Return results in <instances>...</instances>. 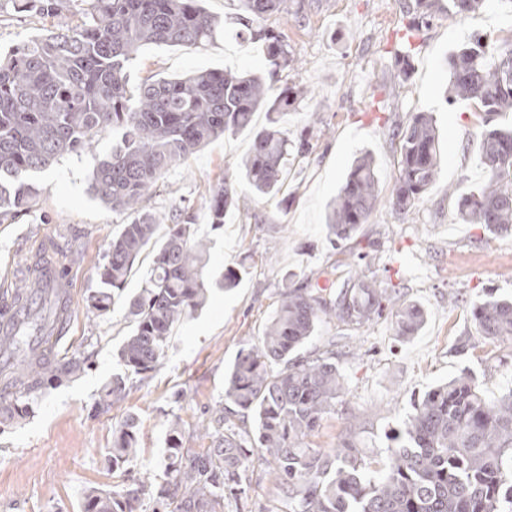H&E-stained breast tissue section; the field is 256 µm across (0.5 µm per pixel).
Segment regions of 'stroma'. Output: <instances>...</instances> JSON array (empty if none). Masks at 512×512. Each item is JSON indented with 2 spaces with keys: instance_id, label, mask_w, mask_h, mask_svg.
<instances>
[{
  "instance_id": "35a3bbf8",
  "label": "stroma",
  "mask_w": 512,
  "mask_h": 512,
  "mask_svg": "<svg viewBox=\"0 0 512 512\" xmlns=\"http://www.w3.org/2000/svg\"><path fill=\"white\" fill-rule=\"evenodd\" d=\"M413 2L308 0L300 13L297 0H287L284 11L265 20L297 59L280 71L278 86L310 90L282 117L281 128L292 140L312 128L313 151L289 159L275 196L242 194L239 208L218 229L199 221L197 235L210 251L204 307L176 325L160 370L130 376L125 399L99 414L92 406L118 372L117 349L131 330L127 300L140 293L154 257L149 249L140 255L109 315L87 310V297L100 286L106 245L129 221L90 191L97 161L121 135H105L93 150L35 175L37 209L0 224V290L13 287L31 252L78 251L71 264L70 327L57 352H84L91 367L76 380L48 387L22 422L0 425V512H79L86 487L118 484L105 456L113 429L129 415L138 419L139 438L130 476L162 472L172 419H179L190 447H210L197 427L220 404L225 371L240 349L258 343L285 288L305 280L336 290L360 271L425 312L421 329L407 338L387 315L358 329L334 321L319 325L303 350L335 349L346 392L306 438L307 447L329 451L348 441L378 467L387 460L390 435L437 383L466 371L489 398L512 393V341L485 342L471 313L473 301L486 293L512 297V236L456 218L458 196L484 184L483 126L475 104L445 99L449 54L477 32L492 42L507 38L512 0H487L469 14L440 12L412 38V73L401 85L393 79L395 51L406 33L403 7ZM202 6L224 24L215 39L198 48L146 46L129 67L131 81L224 68L267 71L259 44L236 35L240 0H203ZM81 8L80 0H72L68 10L45 19L18 11L15 0H0V53L74 27ZM415 112L433 115L442 162L415 208L399 214L388 204L400 159L391 130ZM250 146L246 132L220 138L171 169L148 201L162 221L158 234H165L164 223L175 211H202L216 183L239 179ZM364 153L375 160L379 199L366 224L337 247L326 236V207ZM360 252L365 260L354 263ZM230 269L239 272L240 282L227 292L220 282ZM247 477L245 497L226 500L224 512H268L276 500L263 467H251Z\"/></svg>"
}]
</instances>
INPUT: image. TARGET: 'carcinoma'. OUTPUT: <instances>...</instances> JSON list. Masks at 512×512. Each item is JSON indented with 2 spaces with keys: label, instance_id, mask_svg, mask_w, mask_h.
Returning a JSON list of instances; mask_svg holds the SVG:
<instances>
[{
  "label": "carcinoma",
  "instance_id": "cac0c4a2",
  "mask_svg": "<svg viewBox=\"0 0 512 512\" xmlns=\"http://www.w3.org/2000/svg\"><path fill=\"white\" fill-rule=\"evenodd\" d=\"M70 0H19L22 10L46 17ZM84 20L65 33L28 39L0 55V223L39 205L40 190L28 176L63 156L92 150L109 130H121L119 145L98 163L90 189L102 203L130 216L112 237L100 274L102 288L86 299L103 316L123 290L135 260L153 243L158 216L148 207L151 190L172 168L225 134L252 133L241 174L256 196L276 194L290 153L312 152L305 134L293 143L281 130V116L307 96L303 87H274L278 73L297 59L274 31L253 24L282 10L286 0H241L243 35L262 43L269 69L254 72L201 71L176 79L130 81L128 67L152 44L198 47L214 39L219 21L200 0H82ZM486 0H448V11L469 14ZM395 78L410 77V37L437 14L435 0H415ZM450 104L477 105L485 130L480 154L485 182L458 197V217L492 234L512 235V39L491 44L480 33L448 56ZM268 112L269 125L255 128V113ZM400 169L389 198L393 210L408 213L434 182L441 163L438 130L427 112L398 123ZM379 197L372 156L358 157L326 215L333 244L351 239L371 215ZM230 182L216 184L208 200L213 228L239 207ZM198 215L178 210L142 291L128 303L131 331L120 345L121 372L93 406L107 411L127 395L129 375L162 365L176 323L203 306L209 292L207 243L197 238ZM54 264L46 251L30 256L20 284L0 305V320L12 312L20 321L0 330V424L26 419L43 390L79 378L89 367L84 353L58 359L54 346L62 324L58 310L68 292L46 280ZM391 313L400 336L424 324L421 307L400 301L365 276L335 292L302 282L287 288L275 315L255 345L241 349L224 375V399L209 433L212 446L187 448L177 419L169 423L163 475L110 489L89 486L80 512H224V499L242 498L241 473L254 464L270 470L288 512H512V481L503 468L512 455V394L487 398L471 374L431 388L390 438L387 462L371 468L346 450L321 452L304 446L336 399L345 393L343 375L330 355L305 356L304 344L326 319L361 327ZM479 336L494 343L512 340V300L487 295L472 303ZM138 429L127 417L114 429L105 462L126 472L138 452Z\"/></svg>",
  "mask_w": 512,
  "mask_h": 512
}]
</instances>
